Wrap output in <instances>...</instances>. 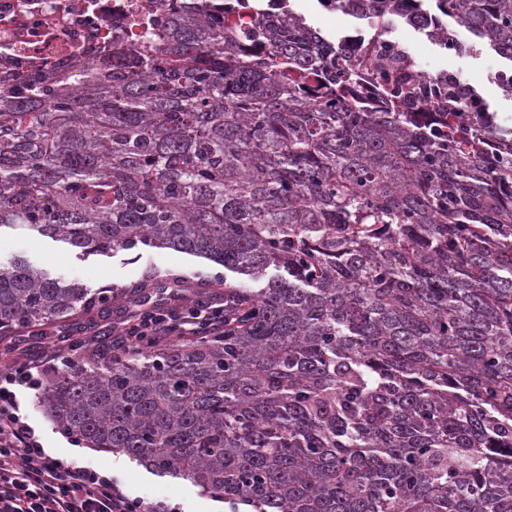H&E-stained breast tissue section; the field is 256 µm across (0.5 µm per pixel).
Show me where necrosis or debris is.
<instances>
[{
	"label": "necrosis or debris",
	"instance_id": "4bbe7bcc",
	"mask_svg": "<svg viewBox=\"0 0 512 512\" xmlns=\"http://www.w3.org/2000/svg\"><path fill=\"white\" fill-rule=\"evenodd\" d=\"M161 0H0V65L21 70L112 48L116 35L138 34V21L160 17Z\"/></svg>",
	"mask_w": 512,
	"mask_h": 512
}]
</instances>
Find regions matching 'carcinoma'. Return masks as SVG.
<instances>
[{"instance_id": "1", "label": "carcinoma", "mask_w": 512, "mask_h": 512, "mask_svg": "<svg viewBox=\"0 0 512 512\" xmlns=\"http://www.w3.org/2000/svg\"><path fill=\"white\" fill-rule=\"evenodd\" d=\"M277 2L174 8L144 45L0 71V229L224 267V334L55 369L39 403L232 512H512V128L455 74L422 109L388 42L444 16L471 42L439 48L512 61V0H334L380 43L349 56ZM95 302L0 266V328Z\"/></svg>"}]
</instances>
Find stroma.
Returning <instances> with one entry per match:
<instances>
[{
    "label": "stroma",
    "mask_w": 512,
    "mask_h": 512,
    "mask_svg": "<svg viewBox=\"0 0 512 512\" xmlns=\"http://www.w3.org/2000/svg\"><path fill=\"white\" fill-rule=\"evenodd\" d=\"M391 34L398 39H408L416 47L423 69L445 70L460 75L483 95L499 125L512 126V99L505 97L493 81L495 71L512 66V61L501 58L488 48L474 55L449 54L430 44L421 34L400 24L392 28ZM17 258L65 279L79 281L94 292L122 290L148 272H172L184 274L191 282L197 283L198 294L207 298L216 294L210 286L215 272L211 263L172 249L143 246L119 250L106 256L82 258L68 244L27 228L0 230V265L9 264ZM125 304V299L117 298L79 312L50 325L44 336H22L13 327L1 329L0 369L14 360L40 361L49 358L54 337L60 333L73 336L75 341L83 343L84 348L80 352L83 364L87 367L94 365L95 334L106 326L119 325ZM18 398L22 412L27 414L51 455L97 471L101 470L103 459H111L110 474L127 494L153 502L175 504L181 512H230L227 505L217 504L215 498L203 494L189 480L160 475L127 456L116 454L109 457L105 452L72 442L41 410L35 392H19Z\"/></svg>",
    "instance_id": "stroma-1"
}]
</instances>
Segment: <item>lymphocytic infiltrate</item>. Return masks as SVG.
<instances>
[{"instance_id": "f902f5d3", "label": "lymphocytic infiltrate", "mask_w": 512, "mask_h": 512, "mask_svg": "<svg viewBox=\"0 0 512 512\" xmlns=\"http://www.w3.org/2000/svg\"><path fill=\"white\" fill-rule=\"evenodd\" d=\"M223 331L219 299L205 306L137 304L121 334L127 346ZM73 362V354L58 350L48 361H26L0 373V512H176L168 504L129 496L111 477L45 452L16 391L40 389L50 367Z\"/></svg>"}]
</instances>
